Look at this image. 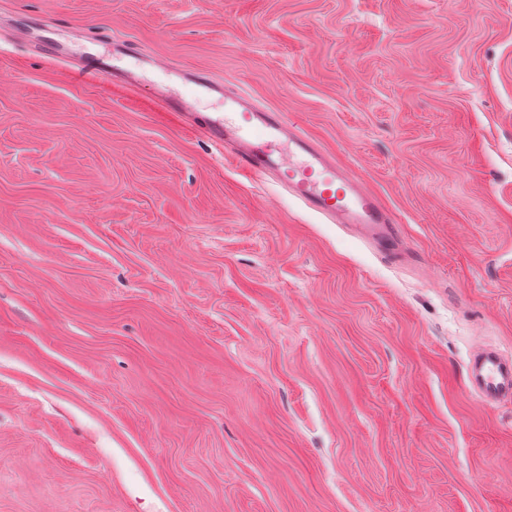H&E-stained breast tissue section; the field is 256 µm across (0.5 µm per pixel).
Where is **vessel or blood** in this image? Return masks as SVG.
Listing matches in <instances>:
<instances>
[{"label": "vessel or blood", "mask_w": 512, "mask_h": 512, "mask_svg": "<svg viewBox=\"0 0 512 512\" xmlns=\"http://www.w3.org/2000/svg\"><path fill=\"white\" fill-rule=\"evenodd\" d=\"M54 30L50 23L38 29L21 22L14 27L19 40L35 52L67 63L72 77L78 79H100L130 90L143 80L141 65L159 64L158 59L139 56L126 43L113 44L111 52L105 53L78 35L54 38ZM183 80L196 87V96L176 97L163 88L156 90V100L180 118L184 129L216 145L243 177L276 183L308 211L340 225L386 259L406 254L393 212L285 113L258 106L250 96L229 90L204 71L186 73ZM202 95L220 100L223 112H199ZM468 389L487 407L511 400L512 360L492 348L478 349L471 358Z\"/></svg>", "instance_id": "1"}]
</instances>
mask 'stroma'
<instances>
[{"label": "stroma", "mask_w": 512, "mask_h": 512, "mask_svg": "<svg viewBox=\"0 0 512 512\" xmlns=\"http://www.w3.org/2000/svg\"><path fill=\"white\" fill-rule=\"evenodd\" d=\"M168 62L125 96L13 36ZM202 70L403 226L379 259L150 101ZM512 0H0V512H512ZM468 390L486 407L511 400L512 360L492 348L475 351L470 362Z\"/></svg>", "instance_id": "stroma-1"}]
</instances>
